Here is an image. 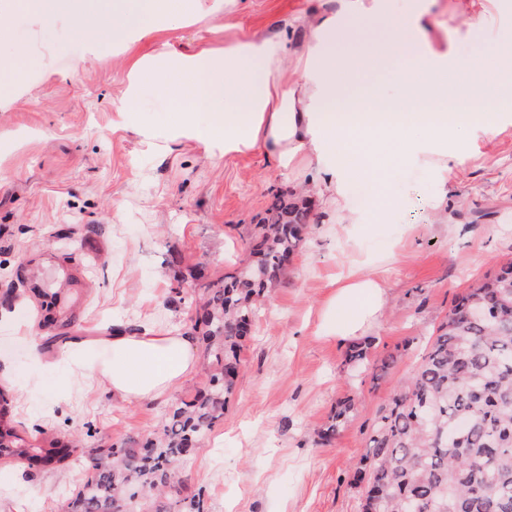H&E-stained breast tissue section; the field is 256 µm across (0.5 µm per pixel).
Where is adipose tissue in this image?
<instances>
[{
	"instance_id": "ef3b65f1",
	"label": "adipose tissue",
	"mask_w": 512,
	"mask_h": 512,
	"mask_svg": "<svg viewBox=\"0 0 512 512\" xmlns=\"http://www.w3.org/2000/svg\"><path fill=\"white\" fill-rule=\"evenodd\" d=\"M37 17H74L79 25L111 40L115 50L149 32L191 23L195 0H28ZM430 0H416L411 14L396 18L384 0H338L336 10L316 11L306 21L300 45L287 33L244 34L224 49L183 54H148L128 76L121 109L131 112L143 78H150L179 116L175 136L193 139L204 150L225 154L258 148L281 169L310 167L322 203L334 207L341 224L360 223L349 210L347 192L364 185L366 206L378 214L396 209L392 179L403 165L428 169L437 186L460 159L468 132L490 131L512 111V31L498 37V67L455 56L430 38ZM374 18L378 38L353 30L347 21ZM406 62L390 96L357 92L355 71L383 68L395 52ZM294 61L298 86L285 88L282 70ZM380 275L350 268L337 279L320 328L344 340L376 319L384 302ZM61 360L83 378L106 385L114 397L133 403L158 399L195 373L196 338L190 330H114L77 339Z\"/></svg>"
}]
</instances>
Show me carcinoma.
<instances>
[{
  "label": "carcinoma",
  "mask_w": 512,
  "mask_h": 512,
  "mask_svg": "<svg viewBox=\"0 0 512 512\" xmlns=\"http://www.w3.org/2000/svg\"><path fill=\"white\" fill-rule=\"evenodd\" d=\"M310 224L306 205L274 194L249 232L248 256L204 286L195 326L206 386L167 409L159 434L120 448L89 449L76 437L46 447L10 426L3 399L0 457L42 459L51 469L88 462L90 475L69 498L70 512H206L204 492L183 495L180 460L224 420L258 304L279 284ZM31 292L54 326L43 347L74 340L69 328L79 314L68 310L58 319V294ZM366 358V345L354 343L346 362L358 369ZM354 409L353 400L341 402L321 439H332ZM488 457L494 465L484 469ZM353 481L362 512H406L404 492L419 498L422 512H512V263L467 289L434 329L420 364L379 409Z\"/></svg>",
  "instance_id": "carcinoma-1"
}]
</instances>
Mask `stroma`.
Instances as JSON below:
<instances>
[{"instance_id":"1","label":"stroma","mask_w":512,"mask_h":512,"mask_svg":"<svg viewBox=\"0 0 512 512\" xmlns=\"http://www.w3.org/2000/svg\"><path fill=\"white\" fill-rule=\"evenodd\" d=\"M470 2L465 12L458 0H436L433 32L463 56L487 58L498 34L512 29V0ZM312 7L239 0L229 16L199 0L196 23L148 34L120 54L74 22H40L25 0L0 13V293H16L11 306L0 303V393L19 432L118 447L158 434L166 407L201 388L195 374L162 399L127 404L74 383L58 350L40 347L49 329L29 288L67 283L81 336L119 323L193 326L198 267L211 279L233 271L273 191L301 195L311 174L282 171L261 149L209 155L173 137L174 117L150 88L128 122L118 110L128 73L153 51L220 48L240 29L284 30L301 43ZM476 16L482 29L472 25ZM394 186L399 207L356 230L312 200L315 223L261 303L224 420L182 462L187 491L204 490L210 512H360L351 480L379 407L413 372L455 299L512 261L511 118L473 131L442 209L432 207L438 187L419 166L401 167ZM352 262L366 273L388 265L379 317L359 334L370 363L398 358L380 378L354 374L348 341L320 331V313ZM349 397L356 410L321 443L336 403ZM88 475L82 464L33 472L1 459L0 512H63Z\"/></svg>"}]
</instances>
